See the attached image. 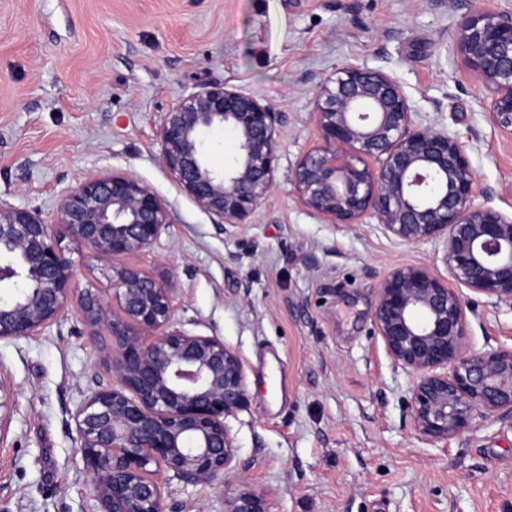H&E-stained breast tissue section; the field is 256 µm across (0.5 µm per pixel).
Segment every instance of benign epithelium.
Here are the masks:
<instances>
[{
  "instance_id": "1",
  "label": "benign epithelium",
  "mask_w": 512,
  "mask_h": 512,
  "mask_svg": "<svg viewBox=\"0 0 512 512\" xmlns=\"http://www.w3.org/2000/svg\"><path fill=\"white\" fill-rule=\"evenodd\" d=\"M453 52L490 93V123L512 136V12L476 10L458 23ZM318 144L294 168L300 205L328 224L374 218L408 244L440 240L448 277L404 265L380 281L373 325L387 356L417 377L408 401L417 434L448 442L476 417L512 416V348L471 350L463 290L512 307V215L475 203L476 173L464 146L415 125L385 72L346 66L314 100ZM279 113L241 90L208 84L182 97L159 126L160 162L177 186L222 226L245 224L271 193ZM237 132L223 170L207 161L204 135ZM172 223L160 198L122 174L95 175L60 198L54 223L0 205V340L35 336L77 299L84 320L107 333L112 387L75 413L82 458L97 478L101 512H167L160 474L187 483L237 482L224 512H271L268 495L241 480L226 418L249 405L245 363L217 336L170 328L177 284L135 267L112 270V295L72 286L65 228L96 254L152 249ZM117 303L121 315L113 313Z\"/></svg>"
}]
</instances>
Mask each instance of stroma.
Returning a JSON list of instances; mask_svg holds the SVG:
<instances>
[{
    "instance_id": "1",
    "label": "stroma",
    "mask_w": 512,
    "mask_h": 512,
    "mask_svg": "<svg viewBox=\"0 0 512 512\" xmlns=\"http://www.w3.org/2000/svg\"><path fill=\"white\" fill-rule=\"evenodd\" d=\"M512 0H0V203L52 220L66 191L137 179L172 222L150 251L68 243L75 288L108 291L115 267L178 290L175 328L216 336L247 365L249 405L226 420L237 471L271 512H512V418L431 443L408 408L415 375L374 333L377 286L408 264L447 276L443 247L406 244L376 219L326 224L291 181L318 143L320 84L379 69L414 120L454 136L477 202L512 212V136L451 47L469 9ZM223 83L283 116L274 186L249 223L220 228L162 166L158 128L183 96ZM470 345L512 347V307L467 293ZM109 337L77 306L38 335L0 341V512H100L74 415L113 383ZM169 512H224V486L164 483Z\"/></svg>"
}]
</instances>
